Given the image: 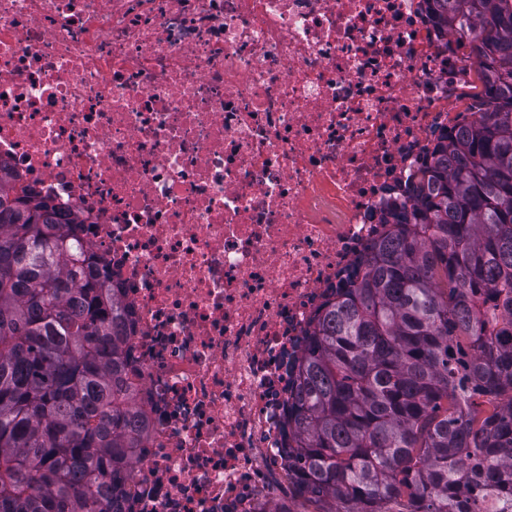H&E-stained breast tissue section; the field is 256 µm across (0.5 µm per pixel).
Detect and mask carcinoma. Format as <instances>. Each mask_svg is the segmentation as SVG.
I'll return each instance as SVG.
<instances>
[{
    "label": "carcinoma",
    "mask_w": 512,
    "mask_h": 512,
    "mask_svg": "<svg viewBox=\"0 0 512 512\" xmlns=\"http://www.w3.org/2000/svg\"><path fill=\"white\" fill-rule=\"evenodd\" d=\"M483 90L325 307L288 415L301 512H512V0H431ZM0 174V512H100L142 420L132 320L46 198Z\"/></svg>",
    "instance_id": "cac0c4a2"
}]
</instances>
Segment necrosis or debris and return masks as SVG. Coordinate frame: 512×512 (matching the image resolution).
Instances as JSON below:
<instances>
[{
	"instance_id": "1",
	"label": "necrosis or debris",
	"mask_w": 512,
	"mask_h": 512,
	"mask_svg": "<svg viewBox=\"0 0 512 512\" xmlns=\"http://www.w3.org/2000/svg\"><path fill=\"white\" fill-rule=\"evenodd\" d=\"M479 90L425 0H0V165L132 315L125 512H294L287 362Z\"/></svg>"
}]
</instances>
